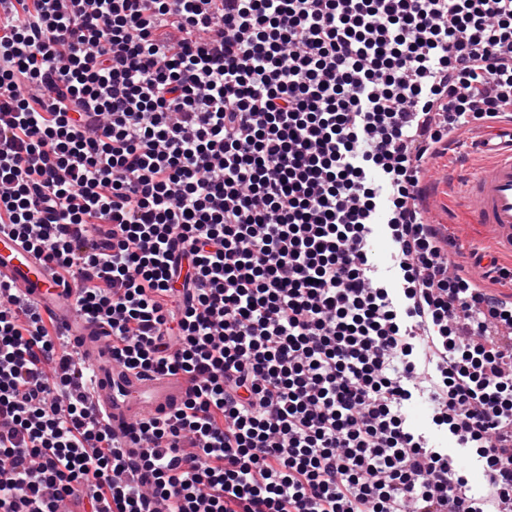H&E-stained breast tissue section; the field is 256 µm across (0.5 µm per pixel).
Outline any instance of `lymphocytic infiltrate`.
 Listing matches in <instances>:
<instances>
[{
  "instance_id": "obj_1",
  "label": "lymphocytic infiltrate",
  "mask_w": 512,
  "mask_h": 512,
  "mask_svg": "<svg viewBox=\"0 0 512 512\" xmlns=\"http://www.w3.org/2000/svg\"><path fill=\"white\" fill-rule=\"evenodd\" d=\"M511 113L512 0H0V225L114 360L189 382L130 451L0 288V512H501L512 303L449 275L414 199ZM422 396L480 495L408 424ZM372 249L374 253L373 262L378 267L379 275L386 280H392L393 271L389 270L391 245L388 238L384 234L375 231L372 237ZM448 453L456 455L459 458V465L463 469V473L468 478V489L471 483L474 489H477L481 481V470L479 462L469 456L466 449L448 448Z\"/></svg>"
}]
</instances>
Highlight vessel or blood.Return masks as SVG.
<instances>
[{
	"label": "vessel or blood",
	"instance_id": "vessel-or-blood-1",
	"mask_svg": "<svg viewBox=\"0 0 512 512\" xmlns=\"http://www.w3.org/2000/svg\"><path fill=\"white\" fill-rule=\"evenodd\" d=\"M477 146L492 155L488 170L476 173L465 185L466 204L477 223L488 225L499 250L512 253V119H495ZM448 200V184L420 171L417 202L423 215H432ZM0 281L11 284L41 310L56 318L58 335L75 340L95 371L92 404L104 413L116 435L134 421L158 415L178 405L187 390L178 376H158L126 369L99 345L92 324L82 322L73 307L76 288H65L47 265L6 228L0 229Z\"/></svg>",
	"mask_w": 512,
	"mask_h": 512
}]
</instances>
